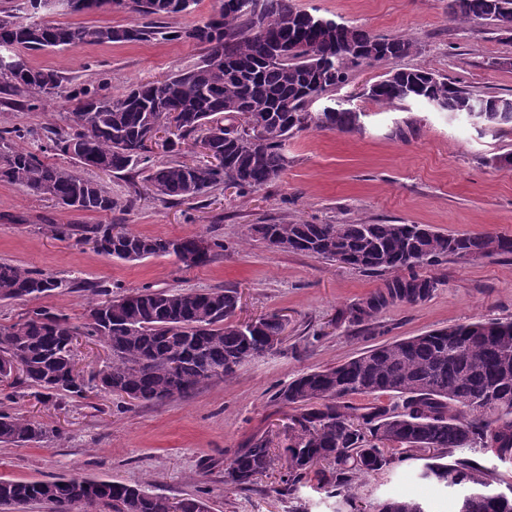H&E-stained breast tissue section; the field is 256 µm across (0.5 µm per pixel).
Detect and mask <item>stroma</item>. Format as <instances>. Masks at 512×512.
<instances>
[{
  "mask_svg": "<svg viewBox=\"0 0 512 512\" xmlns=\"http://www.w3.org/2000/svg\"><path fill=\"white\" fill-rule=\"evenodd\" d=\"M297 7L359 26L385 38L412 40L408 55L361 65L336 100L361 112L354 133L308 130L288 140V166L255 191L231 186L189 202L158 197L146 171L82 175L100 181L114 198L133 199L125 211H69L43 195L0 182V261L72 281L71 289L27 301H0V324L45 307L84 319L89 286L121 295L155 289L234 288L242 321L276 312L287 335L274 352L245 363L233 378H215L185 397L153 405L127 404L90 392L60 404L24 390L0 400V410L58 426L62 435L23 447L0 445V478L42 481L73 474L90 480L138 484L153 493L205 495L211 512H290L278 495L288 434L273 400L301 373L344 363L370 347L434 329L481 319L512 320V255L421 267L442 284L428 300L400 305L362 325L336 316L367 296L380 277L306 254L278 251L251 235L253 224H427L443 233L512 237V168L486 166L485 156L512 151V128L478 134L465 116L438 112L419 101L376 102L361 91L385 72L422 68L479 93L512 98V35L495 26L452 19L448 0H294ZM204 51L186 41L84 45L28 52L31 66L48 68L72 85H105L121 96L133 83L160 80L197 64ZM74 104L62 96L31 104L0 95V128L31 131L27 148L43 143L45 130L66 125ZM411 120L417 131L392 133ZM56 224H123L146 236L218 237L215 260L184 267L171 257L126 262L98 254ZM275 453L272 469L248 489L224 483V465L256 437ZM362 512L378 500L411 497L431 512H457L447 488L419 476V463L396 458L390 471L363 478L350 491Z\"/></svg>",
  "mask_w": 512,
  "mask_h": 512,
  "instance_id": "stroma-1",
  "label": "stroma"
}]
</instances>
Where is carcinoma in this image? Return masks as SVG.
<instances>
[{"mask_svg": "<svg viewBox=\"0 0 512 512\" xmlns=\"http://www.w3.org/2000/svg\"><path fill=\"white\" fill-rule=\"evenodd\" d=\"M189 28L170 30L159 20L190 11L197 0H137L134 12L146 22L129 27L65 25L20 20L18 9L0 7V55L25 57L49 47L78 48L151 39L192 41L205 53L191 70L135 85L120 97L107 89L70 92L77 100L66 127L49 130L47 148L85 169L105 164L118 174L138 166L148 171L157 194L193 201L224 185L260 189L288 166L286 142L308 129L357 132L361 116L340 106L312 112V102L348 83L352 69L411 52L404 38H382L333 19L298 9L293 0H235ZM454 19L482 20L512 34V0H449ZM292 39L306 50L281 62L270 61L271 40ZM67 92L65 78L51 69H0V93H24L36 102ZM380 102L424 101L437 111L463 113L482 101L487 131L512 126V99L476 93L422 69H400L380 76L364 91ZM266 115L260 134L248 117ZM174 120L180 133L168 152L200 143L207 160L187 164L157 162L148 143L153 128ZM19 129H0V181L35 194H49L75 211L130 207L101 183L70 166L44 162L15 145ZM61 237L94 241L95 251L123 261L154 256L182 260L196 250L201 235L144 236L121 224H57ZM251 231L273 249L305 253L337 262L382 284L339 313L352 324L373 320L397 305L427 300L440 280L416 268L463 262L470 256L512 255V238L436 232L425 224H254ZM71 284L19 265L0 262V300L25 301ZM85 321L38 308L8 325L0 324V354L19 360L21 375L0 371L8 387L27 386L46 398H86L88 384L74 368V336L104 343L112 361L94 378L95 387L120 390L131 400L153 404L185 396L215 376L230 378L246 362L264 354L263 340L279 338L286 324L276 313L254 323L235 320L240 297L234 288L171 292L144 287L110 297L91 289ZM394 394L395 411L375 402L355 405L351 397ZM289 413L290 444L285 449L287 478L280 495L293 500V512H308L299 496L315 474L319 488L338 498L359 476L385 471L394 463L383 446L417 451L420 475L449 488H463L457 512H512V484L493 486L494 472L474 454L497 449L512 453V320L476 321L396 340L333 367L314 370L275 394ZM59 437L56 428L24 415L0 412V444L19 446ZM274 464L265 438L254 439L224 466V484L252 486ZM86 497L109 512H209L200 498L149 494L121 482L92 481L78 475L52 481L0 478V499L56 505ZM373 512H430L415 499H386Z\"/></svg>", "mask_w": 512, "mask_h": 512, "instance_id": "1", "label": "carcinoma"}]
</instances>
